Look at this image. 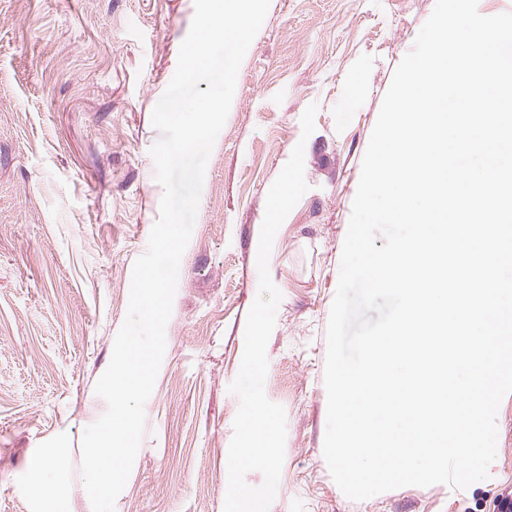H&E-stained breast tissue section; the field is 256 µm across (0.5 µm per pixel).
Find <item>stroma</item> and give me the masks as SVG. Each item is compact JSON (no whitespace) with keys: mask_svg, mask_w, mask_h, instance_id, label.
<instances>
[{"mask_svg":"<svg viewBox=\"0 0 512 512\" xmlns=\"http://www.w3.org/2000/svg\"><path fill=\"white\" fill-rule=\"evenodd\" d=\"M434 6L271 0L207 164L147 433L115 512H223L239 406L228 387L258 293L266 197L301 140L309 189L269 258L282 300L265 393L287 427L269 512H498L512 493V394L489 476L464 490L353 501L323 455L326 331L362 159ZM193 16L194 0H0V512H49L52 494L68 512H92L81 441L106 411L95 385L159 216L151 115Z\"/></svg>","mask_w":512,"mask_h":512,"instance_id":"35a3bbf8","label":"stroma"}]
</instances>
